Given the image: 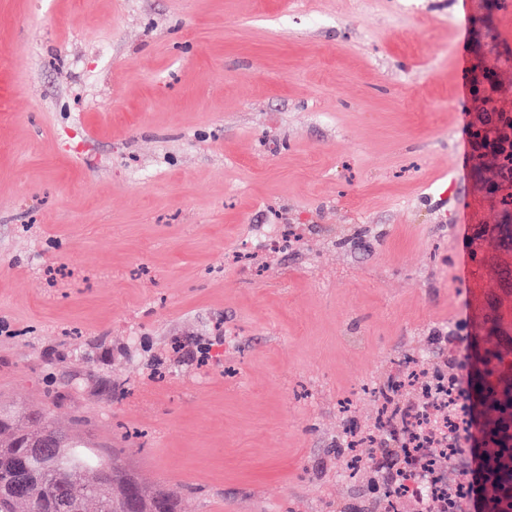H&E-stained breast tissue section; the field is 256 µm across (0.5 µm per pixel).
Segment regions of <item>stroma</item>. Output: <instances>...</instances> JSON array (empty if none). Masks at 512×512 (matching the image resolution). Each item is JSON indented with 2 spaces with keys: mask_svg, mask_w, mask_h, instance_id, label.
Returning <instances> with one entry per match:
<instances>
[{
  "mask_svg": "<svg viewBox=\"0 0 512 512\" xmlns=\"http://www.w3.org/2000/svg\"><path fill=\"white\" fill-rule=\"evenodd\" d=\"M489 2L0 0V410L182 512H364L393 360L512 333ZM356 436L357 439H350L349 447L348 448H356L355 445H361L365 443H369L370 447L368 448H375L378 444L377 437L374 434V432L371 429L359 431L357 434H353L350 432V436ZM393 457V454L391 453H384L383 448H375L373 455H372V461L375 465L381 467V468H389L392 469L397 461L394 460V464L390 467L388 465V461L390 458Z\"/></svg>",
  "mask_w": 512,
  "mask_h": 512,
  "instance_id": "1",
  "label": "stroma"
}]
</instances>
